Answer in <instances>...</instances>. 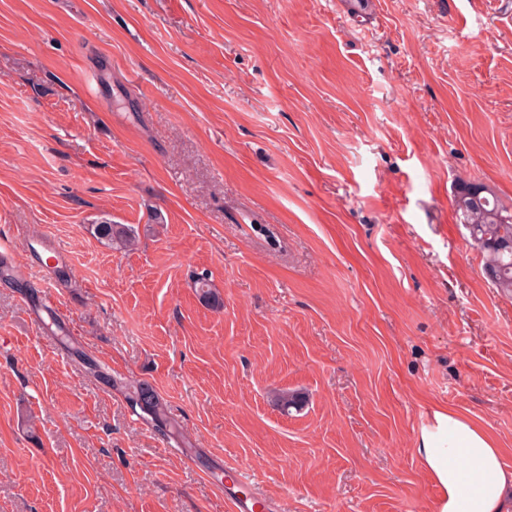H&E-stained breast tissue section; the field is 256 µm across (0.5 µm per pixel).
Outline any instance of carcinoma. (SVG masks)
<instances>
[{"instance_id": "cac0c4a2", "label": "carcinoma", "mask_w": 512, "mask_h": 512, "mask_svg": "<svg viewBox=\"0 0 512 512\" xmlns=\"http://www.w3.org/2000/svg\"><path fill=\"white\" fill-rule=\"evenodd\" d=\"M453 201L459 222L480 251L483 273L498 292L512 297V205L503 203L487 186L467 181L455 183ZM94 235L120 249L132 248L137 242L130 226L116 224L109 218L94 225ZM195 286L203 301L220 305L207 276L196 277ZM109 381L123 390L130 406L146 412L145 419L156 427L164 425V436H181L178 424L168 416L164 404L147 384L112 377Z\"/></svg>"}]
</instances>
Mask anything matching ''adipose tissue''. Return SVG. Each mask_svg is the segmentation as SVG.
Returning <instances> with one entry per match:
<instances>
[{
    "label": "adipose tissue",
    "instance_id": "1",
    "mask_svg": "<svg viewBox=\"0 0 512 512\" xmlns=\"http://www.w3.org/2000/svg\"><path fill=\"white\" fill-rule=\"evenodd\" d=\"M416 451L440 489L437 512H512V469L471 417L450 408L434 411Z\"/></svg>",
    "mask_w": 512,
    "mask_h": 512
}]
</instances>
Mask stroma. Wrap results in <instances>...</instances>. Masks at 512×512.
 <instances>
[{
    "label": "stroma",
    "mask_w": 512,
    "mask_h": 512,
    "mask_svg": "<svg viewBox=\"0 0 512 512\" xmlns=\"http://www.w3.org/2000/svg\"><path fill=\"white\" fill-rule=\"evenodd\" d=\"M460 180L512 205V0H0V512H230L229 468L279 512H436L439 408L512 468V298ZM94 235L106 241L110 247L120 249L132 248L137 242L134 230L129 225L113 223L109 218L94 225ZM112 387L123 390L127 403L134 409L138 407L142 412L146 411L147 415L140 413L145 419L153 423L156 429L169 439L181 436L178 424L172 420L166 411V408L156 393L145 383L125 382L122 378L108 377ZM165 427V431H161L159 425Z\"/></svg>",
    "instance_id": "1"
}]
</instances>
